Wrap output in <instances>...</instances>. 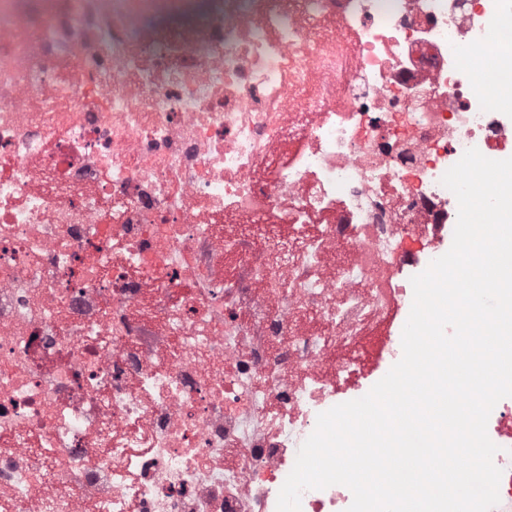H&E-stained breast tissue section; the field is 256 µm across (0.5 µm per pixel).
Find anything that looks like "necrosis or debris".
I'll list each match as a JSON object with an SVG mask.
<instances>
[{
  "label": "necrosis or debris",
  "instance_id": "necrosis-or-debris-1",
  "mask_svg": "<svg viewBox=\"0 0 512 512\" xmlns=\"http://www.w3.org/2000/svg\"><path fill=\"white\" fill-rule=\"evenodd\" d=\"M512 0H0V512H276L402 357L442 178L512 155ZM512 512V397L487 423Z\"/></svg>",
  "mask_w": 512,
  "mask_h": 512
}]
</instances>
